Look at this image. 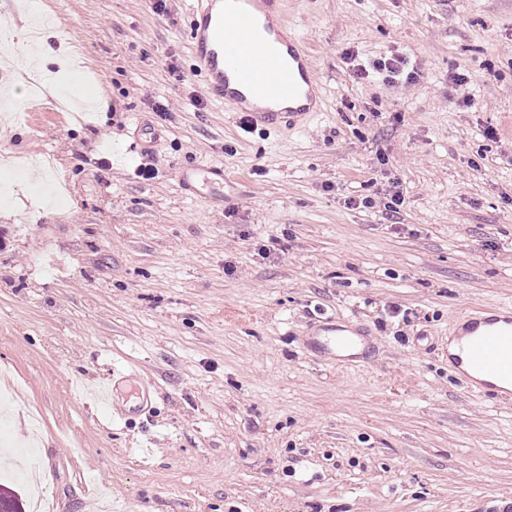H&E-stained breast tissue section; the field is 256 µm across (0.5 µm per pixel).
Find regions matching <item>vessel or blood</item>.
I'll return each mask as SVG.
<instances>
[{
  "label": "vessel or blood",
  "mask_w": 512,
  "mask_h": 512,
  "mask_svg": "<svg viewBox=\"0 0 512 512\" xmlns=\"http://www.w3.org/2000/svg\"><path fill=\"white\" fill-rule=\"evenodd\" d=\"M221 11H214L215 2ZM279 0H207L192 14L190 39L210 95L234 111L247 113L253 128L302 120L315 108L307 52L299 38H282L273 15ZM266 102L263 110L251 100ZM456 369L472 367L465 381L473 393L502 396L512 388V313L496 309L466 320ZM314 338L321 351L344 363L354 358L356 331L331 325Z\"/></svg>",
  "instance_id": "1"
}]
</instances>
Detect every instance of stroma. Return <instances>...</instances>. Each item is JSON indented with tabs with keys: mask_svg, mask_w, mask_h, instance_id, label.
<instances>
[{
	"mask_svg": "<svg viewBox=\"0 0 512 512\" xmlns=\"http://www.w3.org/2000/svg\"><path fill=\"white\" fill-rule=\"evenodd\" d=\"M41 2L73 81L32 95L0 42L27 115L0 111V481L25 512L512 505V395L448 365L462 314L512 307V0H281L318 110L267 132L208 94L198 0ZM347 49L419 77L357 78ZM330 322L361 359L314 347Z\"/></svg>",
	"mask_w": 512,
	"mask_h": 512,
	"instance_id": "1",
	"label": "stroma"
}]
</instances>
